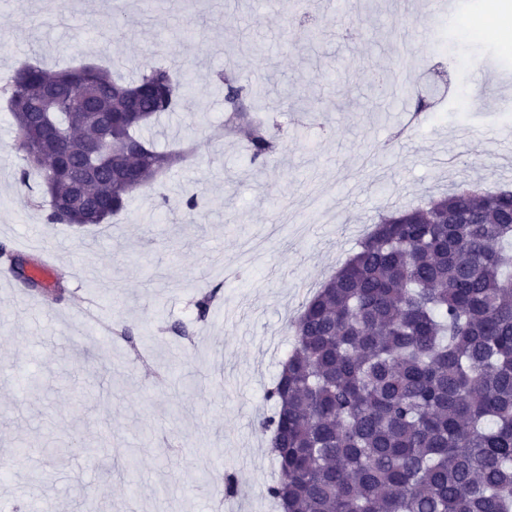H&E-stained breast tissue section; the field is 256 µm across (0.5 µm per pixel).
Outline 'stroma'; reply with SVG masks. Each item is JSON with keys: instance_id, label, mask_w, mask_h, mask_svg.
Masks as SVG:
<instances>
[{"instance_id": "1", "label": "stroma", "mask_w": 512, "mask_h": 512, "mask_svg": "<svg viewBox=\"0 0 512 512\" xmlns=\"http://www.w3.org/2000/svg\"><path fill=\"white\" fill-rule=\"evenodd\" d=\"M317 27L292 28L295 0H0V71L83 62L120 64L124 76L179 51L193 90L151 134L185 140L194 118L224 122L215 79L234 72L269 90L264 118L281 124L282 152L252 164L240 139L197 138L192 163L134 194L109 223L75 231L30 206L19 180L15 127L0 97V246L29 257L53 251L68 292L57 304L12 277L0 256V512H272L279 477L267 399L292 347L287 329L352 254L379 211L423 204L466 183L512 187V111L506 86L478 87L485 60L512 69V0H460L447 44L425 39L430 0H310ZM410 70L427 105L396 118L399 98L377 97L373 77ZM195 189L203 205L168 209L161 196ZM224 297L206 318L205 288ZM142 336V358L119 337ZM39 379L18 392L17 372ZM110 436L109 476L85 442ZM140 488L129 493L125 465ZM237 492L224 494L225 476Z\"/></svg>"}]
</instances>
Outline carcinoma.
<instances>
[{"mask_svg":"<svg viewBox=\"0 0 512 512\" xmlns=\"http://www.w3.org/2000/svg\"><path fill=\"white\" fill-rule=\"evenodd\" d=\"M174 64L126 82L96 63L48 72L26 63L0 88L49 224H92L67 209L75 189L109 204L191 161L194 140L159 150L143 136L173 110ZM220 140L246 126L261 166L280 138L244 99L262 89L223 75ZM175 203L189 211L201 197ZM27 286L60 299L28 277ZM220 289L202 291L204 319ZM295 346L268 394L280 477L267 489L283 512H512V189L456 188L425 205L381 213L357 251L290 322Z\"/></svg>","mask_w":512,"mask_h":512,"instance_id":"cac0c4a2","label":"carcinoma"}]
</instances>
